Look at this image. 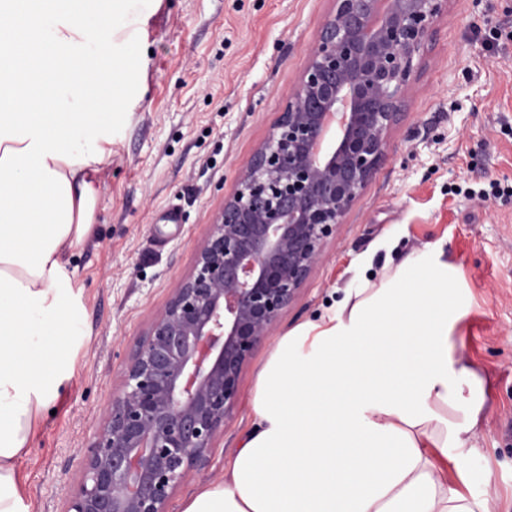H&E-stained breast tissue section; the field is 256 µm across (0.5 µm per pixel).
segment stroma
Instances as JSON below:
<instances>
[{
  "label": "stroma",
  "instance_id": "35a3bbf8",
  "mask_svg": "<svg viewBox=\"0 0 512 512\" xmlns=\"http://www.w3.org/2000/svg\"><path fill=\"white\" fill-rule=\"evenodd\" d=\"M334 0H150L114 33L115 61L137 49L127 86L112 96V140L95 175L92 236L67 275L87 336L72 378L16 465L30 512H67L122 371L196 254L256 147L306 67ZM512 0H448L386 156L362 197L328 238L294 302L260 338L240 374V397L201 470L176 488L182 512L223 480L250 427L257 373L276 338L317 315L348 287L355 255L393 228L401 251L444 242L470 289L457 351L486 381L472 440L484 460L491 512H512ZM176 206L182 221L168 224Z\"/></svg>",
  "mask_w": 512,
  "mask_h": 512
}]
</instances>
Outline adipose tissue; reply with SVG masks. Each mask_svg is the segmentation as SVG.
<instances>
[{
  "mask_svg": "<svg viewBox=\"0 0 512 512\" xmlns=\"http://www.w3.org/2000/svg\"><path fill=\"white\" fill-rule=\"evenodd\" d=\"M78 5L51 0L37 38L88 63L112 57L104 29L148 7L123 0L102 20ZM125 81L112 67L76 81L48 71L36 86L65 90L80 111L25 101L0 113V512H28L16 464L85 334L64 271L93 232L106 103ZM401 236L380 241L379 270L357 257L349 288L278 336L229 470L183 512H490L474 493L481 459L469 447L486 384L454 341L470 293L443 244L398 257Z\"/></svg>",
  "mask_w": 512,
  "mask_h": 512,
  "instance_id": "adipose-tissue-1",
  "label": "adipose tissue"
}]
</instances>
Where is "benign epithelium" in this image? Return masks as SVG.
<instances>
[{
    "instance_id": "1",
    "label": "benign epithelium",
    "mask_w": 512,
    "mask_h": 512,
    "mask_svg": "<svg viewBox=\"0 0 512 512\" xmlns=\"http://www.w3.org/2000/svg\"><path fill=\"white\" fill-rule=\"evenodd\" d=\"M336 0L253 153L123 372L67 512H169L240 396L239 377L386 155L447 0Z\"/></svg>"
}]
</instances>
